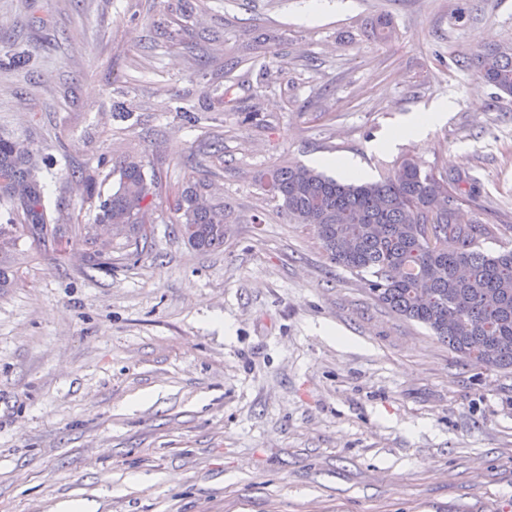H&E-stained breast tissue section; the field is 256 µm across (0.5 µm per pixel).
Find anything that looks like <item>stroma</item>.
<instances>
[{
  "label": "stroma",
  "mask_w": 512,
  "mask_h": 512,
  "mask_svg": "<svg viewBox=\"0 0 512 512\" xmlns=\"http://www.w3.org/2000/svg\"><path fill=\"white\" fill-rule=\"evenodd\" d=\"M0 0V135L44 160L48 212L94 223L113 158L162 178L139 259L89 268L25 239L0 288V512H512V371L464 361L332 263L259 187L283 162L416 160L478 192L462 223L512 225V96L466 62L512 44V0ZM381 16L397 30L371 33ZM265 33L230 87L197 57ZM21 52L24 64L6 66ZM452 101L420 141L373 151ZM224 143L214 152V139ZM219 168L224 245L173 233L189 160Z\"/></svg>",
  "instance_id": "35a3bbf8"
}]
</instances>
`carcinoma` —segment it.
<instances>
[{"instance_id": "1", "label": "carcinoma", "mask_w": 512, "mask_h": 512, "mask_svg": "<svg viewBox=\"0 0 512 512\" xmlns=\"http://www.w3.org/2000/svg\"><path fill=\"white\" fill-rule=\"evenodd\" d=\"M268 53L267 36L258 34L221 56L199 60L202 70L215 68L230 76L237 67ZM478 77L512 95V52L489 47L469 62ZM400 177L342 183L298 163L272 165L261 179L276 210L295 224L311 228L330 259L345 270L368 276L370 293L391 311L426 326L468 363L512 370V248L489 253L482 244L496 237V227L459 224L457 207L475 192L459 178H438L413 159L399 163ZM145 164L134 156L113 162L109 176L116 187L99 198L96 221L125 224L126 256L139 255L148 237L139 227L150 223L159 196L157 175L146 177ZM220 174L205 170L175 200L172 229L192 247L224 246L227 206H201L200 191ZM0 202L11 219L0 224V288L15 281L6 266L17 243L26 237L53 254L82 247L98 269L112 268V243H98L91 224H53L44 203L34 150L0 137Z\"/></svg>"}]
</instances>
